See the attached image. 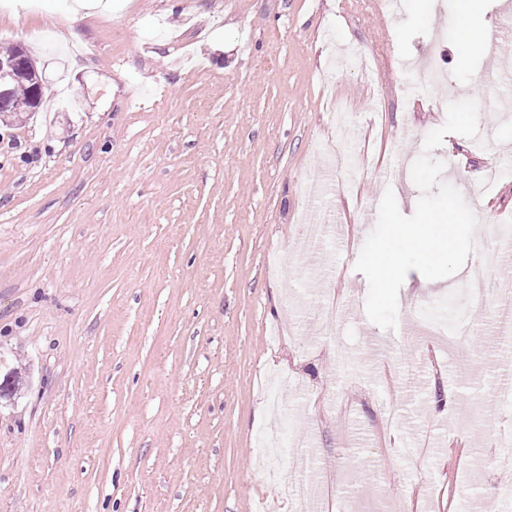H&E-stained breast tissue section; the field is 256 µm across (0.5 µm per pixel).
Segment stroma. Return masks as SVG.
Returning a JSON list of instances; mask_svg holds the SVG:
<instances>
[{
  "mask_svg": "<svg viewBox=\"0 0 512 512\" xmlns=\"http://www.w3.org/2000/svg\"><path fill=\"white\" fill-rule=\"evenodd\" d=\"M414 2L112 0L74 28L73 0H0V47L23 44L45 83L40 112L0 119V377L20 379L0 399V512H298L280 485L308 443L320 493L352 512H449L457 487L488 512L512 431V343L493 333L512 265L491 252L512 179L487 186L512 165V0H483L494 39L475 52L457 0ZM467 98L478 139L429 154L478 218L475 253L447 280L409 271L395 330L361 309L319 334L328 299L365 301L355 263L385 190L414 212L411 165ZM420 320L446 335H409ZM268 431L289 442L277 483Z\"/></svg>",
  "mask_w": 512,
  "mask_h": 512,
  "instance_id": "stroma-1",
  "label": "stroma"
}]
</instances>
